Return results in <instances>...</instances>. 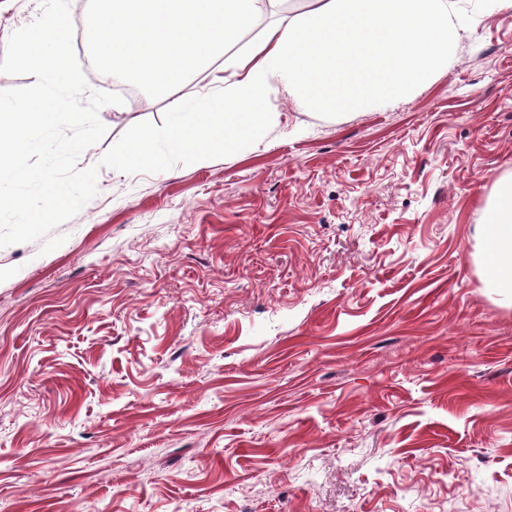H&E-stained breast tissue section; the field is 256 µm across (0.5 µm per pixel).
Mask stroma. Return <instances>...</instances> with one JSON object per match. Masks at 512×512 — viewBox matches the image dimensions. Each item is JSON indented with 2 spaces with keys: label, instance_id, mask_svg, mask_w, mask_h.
<instances>
[{
  "label": "stroma",
  "instance_id": "1",
  "mask_svg": "<svg viewBox=\"0 0 512 512\" xmlns=\"http://www.w3.org/2000/svg\"><path fill=\"white\" fill-rule=\"evenodd\" d=\"M455 63L255 148L100 170L65 241L0 248V512H512V302L477 229L512 173V7ZM201 74L99 117L194 103Z\"/></svg>",
  "mask_w": 512,
  "mask_h": 512
}]
</instances>
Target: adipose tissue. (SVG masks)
Returning a JSON list of instances; mask_svg holds the SVG:
<instances>
[{
	"instance_id": "obj_1",
	"label": "adipose tissue",
	"mask_w": 512,
	"mask_h": 512,
	"mask_svg": "<svg viewBox=\"0 0 512 512\" xmlns=\"http://www.w3.org/2000/svg\"><path fill=\"white\" fill-rule=\"evenodd\" d=\"M93 55L98 68L146 77L162 94L212 71L226 49L280 0H97ZM296 18L272 23L227 76H214L215 99L193 117L172 105L161 132L128 141L116 168L154 166L167 153L206 161L259 144L275 113L265 102L282 88L297 106L316 112H362L410 98L454 60L460 0H314ZM485 284L512 298V175L498 179L481 217Z\"/></svg>"
}]
</instances>
